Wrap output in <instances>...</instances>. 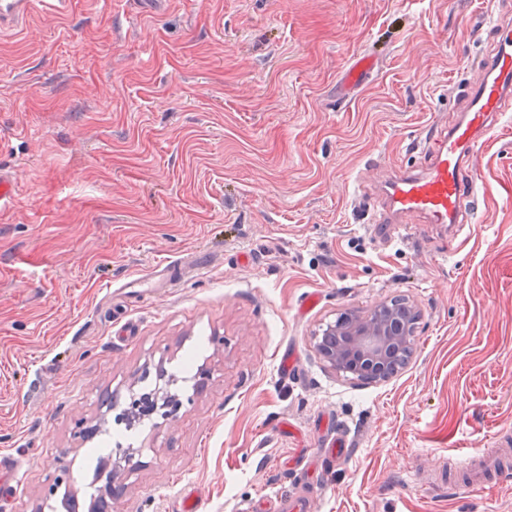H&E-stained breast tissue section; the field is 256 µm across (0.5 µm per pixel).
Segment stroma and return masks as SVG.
Returning <instances> with one entry per match:
<instances>
[{
    "label": "stroma",
    "instance_id": "obj_1",
    "mask_svg": "<svg viewBox=\"0 0 512 512\" xmlns=\"http://www.w3.org/2000/svg\"><path fill=\"white\" fill-rule=\"evenodd\" d=\"M508 21L512 0H72L0 35V512H66L67 494L88 512L114 468L111 512H177L190 489L199 512L276 491L310 512H512V481L441 486L462 479L449 455L512 437V112L459 241L368 226L376 165L424 163ZM361 50L379 69L337 106ZM169 261L188 267L173 288L124 304ZM396 297L419 313L396 376L316 353L338 313ZM160 367L188 407L115 443L106 397ZM326 426L349 443L327 465Z\"/></svg>",
    "mask_w": 512,
    "mask_h": 512
}]
</instances>
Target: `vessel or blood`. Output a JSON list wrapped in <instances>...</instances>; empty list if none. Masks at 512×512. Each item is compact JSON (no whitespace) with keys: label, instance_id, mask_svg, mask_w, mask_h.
Listing matches in <instances>:
<instances>
[{"label":"vessel or blood","instance_id":"1","mask_svg":"<svg viewBox=\"0 0 512 512\" xmlns=\"http://www.w3.org/2000/svg\"><path fill=\"white\" fill-rule=\"evenodd\" d=\"M70 0H0V33L23 27L36 6L61 12ZM499 47L480 60V75L468 91L469 106L451 125L434 127L425 139L433 146L423 168L397 167L387 176L372 206V223L412 229L416 224H461L467 221L466 199L478 180L471 165L484 137L502 113L512 112V28L500 27ZM376 60L355 54L344 79L346 95H353L372 76ZM472 484L497 481L501 467L492 451L481 456H456Z\"/></svg>","mask_w":512,"mask_h":512}]
</instances>
